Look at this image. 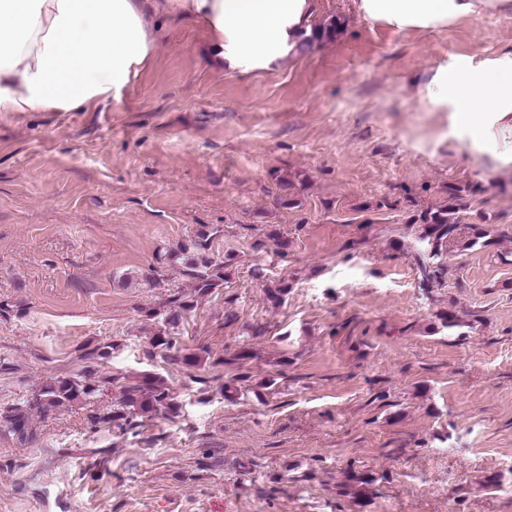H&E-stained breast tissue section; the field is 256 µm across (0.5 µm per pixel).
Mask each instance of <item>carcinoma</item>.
Segmentation results:
<instances>
[{
    "mask_svg": "<svg viewBox=\"0 0 512 512\" xmlns=\"http://www.w3.org/2000/svg\"><path fill=\"white\" fill-rule=\"evenodd\" d=\"M343 26V20H331L313 28L303 43L310 47L317 42L332 41ZM474 192L476 189L473 186L461 188L450 185L447 203L426 208L411 216L410 223L420 227L418 239L427 246V251L416 257L422 284L427 286L439 278L440 268L433 266L431 260L441 255L446 247L455 245L467 250L488 237V230L482 224L469 225L471 235L466 238L460 236L462 213L467 211L466 197ZM219 232L218 227L203 225L192 238L177 248L157 251L156 263L177 270L191 284V288L173 292L162 305L145 310L147 320L161 324L150 340L149 356L158 353L170 363L184 368H196L204 361L196 352L175 350L171 331L195 308L198 298L224 287L229 262L216 261L209 255L211 242ZM115 348L116 344L112 343L89 349L85 354L88 366L78 376L57 377L41 385L30 398L0 411V421L7 424L20 440L30 441L35 438L33 414L46 416L73 405L89 410L88 420L92 429L107 428L123 434L141 427L145 421L160 414L178 415L180 405L172 388L166 379L156 373L145 371L133 378L120 374L102 378L96 376L95 363L109 357ZM250 382L249 373H237L224 384V396L233 397L241 388L250 387L255 397L259 398L276 384V379L268 378L253 386ZM111 386L118 390L119 397L111 404L103 405L102 395ZM374 482L376 479L367 473L346 471L343 481L339 483V494L360 501L369 493V486Z\"/></svg>",
    "mask_w": 512,
    "mask_h": 512,
    "instance_id": "cac0c4a2",
    "label": "carcinoma"
}]
</instances>
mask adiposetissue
I'll use <instances>...</instances> for the list:
<instances>
[{"label":"adipose tissue","instance_id":"ef3b65f1","mask_svg":"<svg viewBox=\"0 0 512 512\" xmlns=\"http://www.w3.org/2000/svg\"><path fill=\"white\" fill-rule=\"evenodd\" d=\"M361 16L437 30L512 0H358ZM315 0H0V112H70L118 95L146 67L162 22L207 30L206 60L227 73L277 69L311 31ZM420 96L473 144L512 139V52L437 68Z\"/></svg>","mask_w":512,"mask_h":512}]
</instances>
